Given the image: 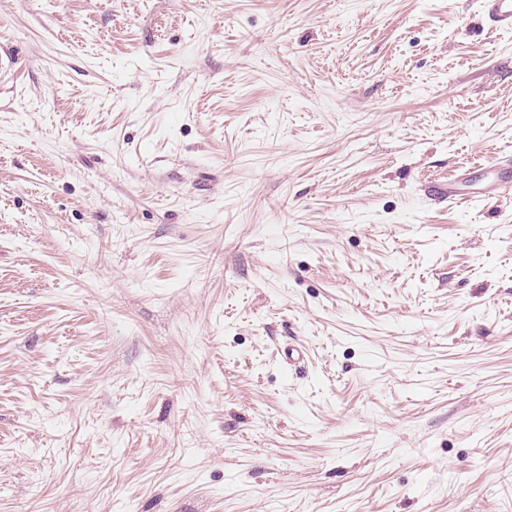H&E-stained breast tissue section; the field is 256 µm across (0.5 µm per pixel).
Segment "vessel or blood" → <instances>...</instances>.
<instances>
[{"label":"vessel or blood","instance_id":"1","mask_svg":"<svg viewBox=\"0 0 512 512\" xmlns=\"http://www.w3.org/2000/svg\"><path fill=\"white\" fill-rule=\"evenodd\" d=\"M483 12L492 27L512 29V0H483ZM429 192L449 203H468L475 200L496 202L512 196V160L498 161L489 178L480 186L472 187L467 173L452 176L445 182H433Z\"/></svg>","mask_w":512,"mask_h":512}]
</instances>
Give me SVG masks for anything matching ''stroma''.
I'll use <instances>...</instances> for the list:
<instances>
[{
    "mask_svg": "<svg viewBox=\"0 0 512 512\" xmlns=\"http://www.w3.org/2000/svg\"><path fill=\"white\" fill-rule=\"evenodd\" d=\"M8 51L0 512H512V199L426 191L512 158V30L0 0Z\"/></svg>",
    "mask_w": 512,
    "mask_h": 512,
    "instance_id": "35a3bbf8",
    "label": "stroma"
}]
</instances>
